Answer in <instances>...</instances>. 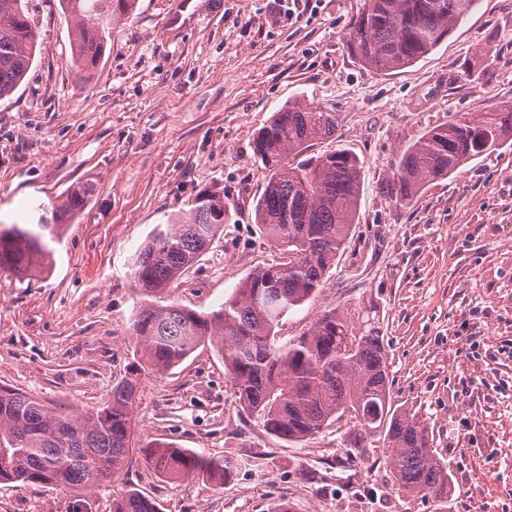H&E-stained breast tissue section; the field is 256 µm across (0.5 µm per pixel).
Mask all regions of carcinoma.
Here are the masks:
<instances>
[{
    "instance_id": "obj_1",
    "label": "carcinoma",
    "mask_w": 512,
    "mask_h": 512,
    "mask_svg": "<svg viewBox=\"0 0 512 512\" xmlns=\"http://www.w3.org/2000/svg\"><path fill=\"white\" fill-rule=\"evenodd\" d=\"M74 26L76 68L91 73L112 30L135 13L138 0H59ZM477 0H365L343 34L358 61L379 71L407 68L429 54L471 11ZM37 53L24 0H0V99L22 83ZM339 114L290 103L258 130L254 153L269 171L255 223L286 247L288 260L250 273L219 309L200 313L170 299V287L209 248L230 210L218 192L200 191L187 210L171 215L138 252L133 278L143 295L134 321L140 346L112 399L89 415L52 409L28 394L0 387V483L69 489L72 512H88L85 494L112 481L135 448L134 404L141 372H165L200 344L224 358L236 400L266 431L290 443L304 441L345 416L365 436H380L398 487L430 499L448 512L454 485L448 464L430 446L427 428L392 404L387 350L377 327H359L330 309L286 341L275 328L290 311L323 287L324 278L355 224L362 162L346 150L303 161L319 140L334 135ZM512 138V103L432 129L402 154L394 174L396 199L411 201L426 183ZM90 188L72 189L39 224L0 225V269L31 275L49 255L44 231L68 224ZM168 477H206L224 484L239 460H215L169 443L137 449ZM112 512H156L136 488L113 503Z\"/></svg>"
}]
</instances>
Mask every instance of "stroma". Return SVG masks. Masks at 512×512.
<instances>
[{
    "label": "stroma",
    "mask_w": 512,
    "mask_h": 512,
    "mask_svg": "<svg viewBox=\"0 0 512 512\" xmlns=\"http://www.w3.org/2000/svg\"><path fill=\"white\" fill-rule=\"evenodd\" d=\"M139 0L92 76L71 62L58 0H27L40 50L0 100V224H34L74 185L92 189L51 241L42 272L0 271V387L76 414L109 401L138 344L136 251L205 189L231 218L172 286L180 304L218 309L255 269L287 260L254 220L268 172L256 132L291 102L338 113L312 154L363 163L356 221L322 290L281 320L300 335L324 311L369 315L384 338L395 405L424 424L454 483L448 512H512V141L408 204L393 175L432 128L512 103V0H477L411 67L363 66L343 34L364 0ZM137 441L243 465L224 485L164 477L136 461L92 491L112 512L129 487L157 512H434L395 486L378 438L350 419L294 444L237 403L224 361L199 347L165 373L143 371ZM362 443L366 456H356ZM68 491L0 483V512H70Z\"/></svg>",
    "instance_id": "stroma-1"
}]
</instances>
